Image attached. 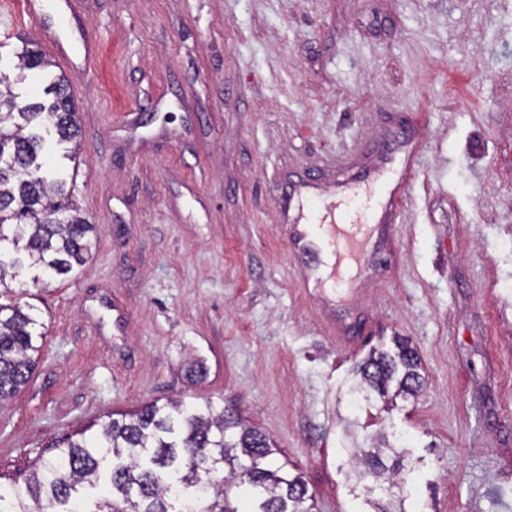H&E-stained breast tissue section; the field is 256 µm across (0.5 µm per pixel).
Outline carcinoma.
Here are the masks:
<instances>
[{
  "instance_id": "obj_1",
  "label": "carcinoma",
  "mask_w": 512,
  "mask_h": 512,
  "mask_svg": "<svg viewBox=\"0 0 512 512\" xmlns=\"http://www.w3.org/2000/svg\"><path fill=\"white\" fill-rule=\"evenodd\" d=\"M45 56L24 48L22 70H45ZM71 142L79 133L77 110L63 75L49 78L38 96L21 98L0 88V284L6 268H37L68 274L90 254L96 225L73 202L66 181L51 178L42 157L45 134ZM43 322L34 307L10 297L0 302V402L27 384L40 353ZM421 360L405 340L395 352H378L362 363L354 391L388 397L415 396L423 385ZM377 443L363 452L372 493L402 488L403 453L393 467L382 462ZM276 445L210 400L186 405L147 403L109 415L94 433L83 429L61 441L49 461L31 470L23 484L0 485V512H312L302 476L275 462ZM103 487L92 506L82 490ZM403 492L374 503L373 512H406Z\"/></svg>"
}]
</instances>
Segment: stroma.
<instances>
[{
  "instance_id": "35a3bbf8",
  "label": "stroma",
  "mask_w": 512,
  "mask_h": 512,
  "mask_svg": "<svg viewBox=\"0 0 512 512\" xmlns=\"http://www.w3.org/2000/svg\"><path fill=\"white\" fill-rule=\"evenodd\" d=\"M75 159L51 175L99 227L26 300L43 347L0 404V484L155 400L212 401L278 445L313 512H368L372 437L405 451L407 512H512V0H80ZM38 25L0 34L21 97ZM410 141L389 223L346 289L307 288L289 182L355 181ZM409 340L417 396L352 405L370 350Z\"/></svg>"
}]
</instances>
